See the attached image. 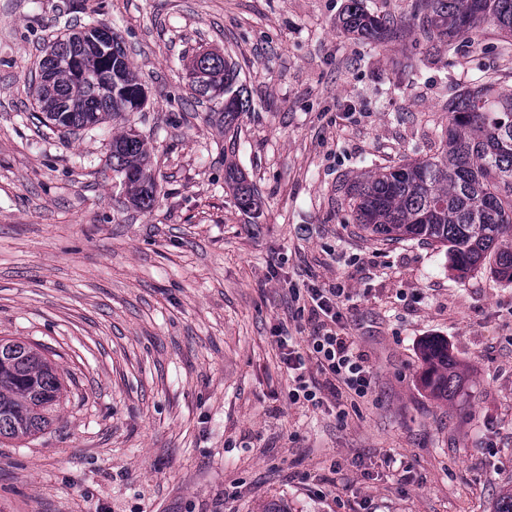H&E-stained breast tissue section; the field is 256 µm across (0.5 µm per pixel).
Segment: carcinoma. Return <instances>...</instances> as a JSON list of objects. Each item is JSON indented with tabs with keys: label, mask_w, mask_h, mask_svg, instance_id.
<instances>
[{
	"label": "carcinoma",
	"mask_w": 512,
	"mask_h": 512,
	"mask_svg": "<svg viewBox=\"0 0 512 512\" xmlns=\"http://www.w3.org/2000/svg\"><path fill=\"white\" fill-rule=\"evenodd\" d=\"M488 24L511 43L512 0H415L413 25L448 48L462 36L479 37ZM338 26L377 45L397 31L393 22L368 12L363 0H349ZM99 30L96 25L72 30L50 47L30 85L41 123L74 131L142 111L144 90L121 36L114 31L101 49L84 51ZM187 68L206 74L205 84L192 86L198 97L215 104L212 123L228 129L249 110L234 62L199 51L188 58ZM215 90L222 92L218 99L212 97ZM111 158L112 172L123 178L131 202L152 208L156 182L143 140L127 132L112 135ZM227 183L239 209H259L258 190L237 168L228 167ZM347 197L353 223L374 240L445 247L458 277L489 263L512 283V85L474 83L452 104L433 156L380 168L349 187ZM424 364L423 386L438 399L453 396L461 373L448 348L428 345ZM64 392L45 349L0 339V440L44 431Z\"/></svg>",
	"instance_id": "cac0c4a2"
}]
</instances>
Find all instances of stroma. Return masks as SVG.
I'll use <instances>...</instances> for the list:
<instances>
[{
    "instance_id": "35a3bbf8",
    "label": "stroma",
    "mask_w": 512,
    "mask_h": 512,
    "mask_svg": "<svg viewBox=\"0 0 512 512\" xmlns=\"http://www.w3.org/2000/svg\"><path fill=\"white\" fill-rule=\"evenodd\" d=\"M347 0H0V338L44 347L66 396L0 443V512H492L512 486V283L353 224L365 174L432 156L448 104L512 85L494 26L454 50L414 0H364L385 45L336 27ZM115 29L147 103L75 132L39 123L29 78L68 25ZM236 62L251 109L221 132L182 55ZM145 139L156 201H128L112 135ZM235 164L261 196L243 213ZM344 285L363 398L291 403L277 339L299 289ZM432 341L461 386L421 383Z\"/></svg>"
}]
</instances>
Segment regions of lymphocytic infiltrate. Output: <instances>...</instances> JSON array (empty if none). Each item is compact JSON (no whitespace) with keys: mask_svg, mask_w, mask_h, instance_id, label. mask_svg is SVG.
<instances>
[{"mask_svg":"<svg viewBox=\"0 0 512 512\" xmlns=\"http://www.w3.org/2000/svg\"><path fill=\"white\" fill-rule=\"evenodd\" d=\"M347 296L346 289L340 286L308 288L304 305L311 331L305 339V350H298L292 338L281 339V360L294 382L293 401L317 405L325 396L339 401L368 395L370 368L352 338L342 331L341 305ZM312 366L321 375L315 384L306 377Z\"/></svg>","mask_w":512,"mask_h":512,"instance_id":"f902f5d3","label":"lymphocytic infiltrate"}]
</instances>
